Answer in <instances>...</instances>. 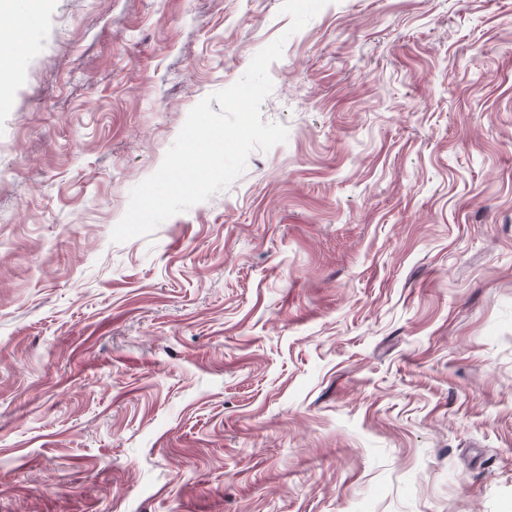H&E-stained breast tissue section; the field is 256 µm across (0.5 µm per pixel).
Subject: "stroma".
Listing matches in <instances>:
<instances>
[{
    "instance_id": "1",
    "label": "stroma",
    "mask_w": 512,
    "mask_h": 512,
    "mask_svg": "<svg viewBox=\"0 0 512 512\" xmlns=\"http://www.w3.org/2000/svg\"><path fill=\"white\" fill-rule=\"evenodd\" d=\"M43 0L0 107V512H512V0ZM287 34L286 142L111 240Z\"/></svg>"
}]
</instances>
